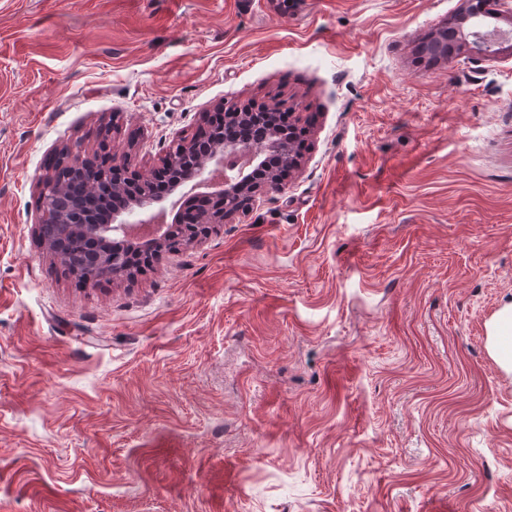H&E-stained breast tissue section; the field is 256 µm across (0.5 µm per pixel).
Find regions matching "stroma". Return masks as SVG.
<instances>
[{
  "label": "stroma",
  "mask_w": 512,
  "mask_h": 512,
  "mask_svg": "<svg viewBox=\"0 0 512 512\" xmlns=\"http://www.w3.org/2000/svg\"><path fill=\"white\" fill-rule=\"evenodd\" d=\"M460 0H0V512H512V43ZM300 166L135 279L42 241L64 147L159 169L219 106ZM489 325L490 355L505 371L512 372V304L503 306Z\"/></svg>",
  "instance_id": "1"
}]
</instances>
